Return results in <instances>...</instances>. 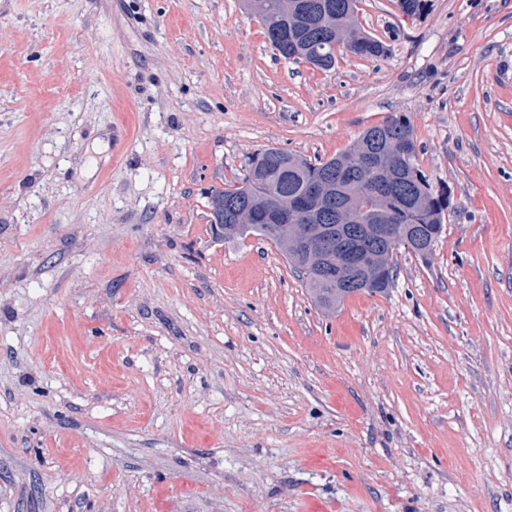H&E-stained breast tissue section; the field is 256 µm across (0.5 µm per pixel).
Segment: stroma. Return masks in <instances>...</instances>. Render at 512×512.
I'll return each instance as SVG.
<instances>
[{"instance_id":"obj_1","label":"stroma","mask_w":512,"mask_h":512,"mask_svg":"<svg viewBox=\"0 0 512 512\" xmlns=\"http://www.w3.org/2000/svg\"><path fill=\"white\" fill-rule=\"evenodd\" d=\"M321 71L240 0H0V512H512V0H359ZM406 115L451 205L321 313L206 191Z\"/></svg>"}]
</instances>
